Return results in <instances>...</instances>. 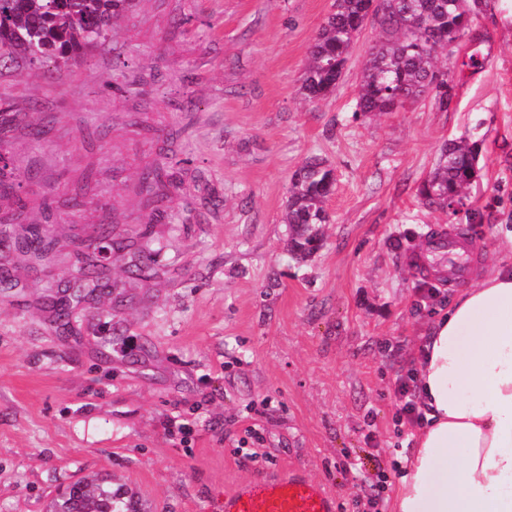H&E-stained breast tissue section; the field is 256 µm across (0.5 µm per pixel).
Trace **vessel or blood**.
<instances>
[{
    "label": "vessel or blood",
    "instance_id": "b4317fda",
    "mask_svg": "<svg viewBox=\"0 0 512 512\" xmlns=\"http://www.w3.org/2000/svg\"><path fill=\"white\" fill-rule=\"evenodd\" d=\"M458 240L457 234L438 233L428 245L431 255L447 256L451 284L467 272V259L457 251ZM221 512H336V499L317 481L291 470L225 492Z\"/></svg>",
    "mask_w": 512,
    "mask_h": 512
}]
</instances>
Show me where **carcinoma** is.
<instances>
[{
  "mask_svg": "<svg viewBox=\"0 0 512 512\" xmlns=\"http://www.w3.org/2000/svg\"><path fill=\"white\" fill-rule=\"evenodd\" d=\"M130 0H0V67L23 60L58 72L104 39L112 20ZM369 0H335L311 49L302 90L309 101L321 100L335 89L350 49L362 27ZM478 11V0H398L381 13L379 46L362 63L357 107L363 112H391L406 98L432 90L439 54L459 40ZM477 142H453L440 158L420 193L446 210L463 193L476 173ZM331 170L317 159L306 161L292 176L283 222L291 229L289 250L306 256L316 242V226L328 221ZM30 246L16 258L43 261L53 250L43 229L29 235ZM74 271L79 281L72 308L88 304L110 270L88 263ZM47 512H139V503L112 481L88 475L54 499Z\"/></svg>",
  "mask_w": 512,
  "mask_h": 512,
  "instance_id": "1",
  "label": "carcinoma"
}]
</instances>
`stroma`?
<instances>
[{"mask_svg":"<svg viewBox=\"0 0 512 512\" xmlns=\"http://www.w3.org/2000/svg\"><path fill=\"white\" fill-rule=\"evenodd\" d=\"M333 4L133 0L61 76L0 68V105L16 116L1 142L18 161L0 181V222L43 226L58 248L16 261L0 291V512H46L94 474L145 512H216L224 492L289 469L332 491L336 512H392L413 446L395 388L459 293L421 247L462 233L471 284L512 267V0H492L440 55L449 106L427 92L377 115L356 110L372 20L335 91L300 94ZM472 54L481 68L464 66ZM463 138L481 152L451 217L419 188ZM311 156L336 185L320 247L297 260L282 217ZM151 171L180 182L171 207L147 193ZM98 224L150 232L161 269H113L94 312L58 335L43 285L69 279ZM356 475L380 497L359 496Z\"/></svg>","mask_w":512,"mask_h":512,"instance_id":"35a3bbf8","label":"stroma"}]
</instances>
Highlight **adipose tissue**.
Here are the masks:
<instances>
[{
    "mask_svg": "<svg viewBox=\"0 0 512 512\" xmlns=\"http://www.w3.org/2000/svg\"><path fill=\"white\" fill-rule=\"evenodd\" d=\"M417 384L425 420L393 512H512V269L436 317Z\"/></svg>",
    "mask_w": 512,
    "mask_h": 512,
    "instance_id": "adipose-tissue-1",
    "label": "adipose tissue"
}]
</instances>
